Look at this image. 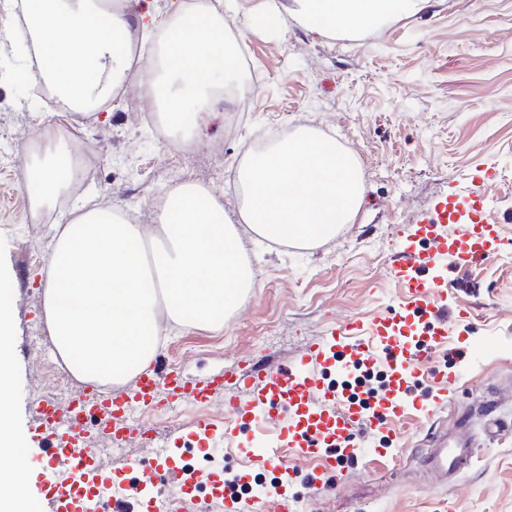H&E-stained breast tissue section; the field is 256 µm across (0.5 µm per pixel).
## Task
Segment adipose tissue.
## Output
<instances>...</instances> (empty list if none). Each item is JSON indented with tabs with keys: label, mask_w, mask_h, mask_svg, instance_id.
<instances>
[{
	"label": "adipose tissue",
	"mask_w": 512,
	"mask_h": 512,
	"mask_svg": "<svg viewBox=\"0 0 512 512\" xmlns=\"http://www.w3.org/2000/svg\"><path fill=\"white\" fill-rule=\"evenodd\" d=\"M429 0H289L287 10L306 29L333 38L359 35L414 14ZM26 20L39 71L59 86L89 92L90 72H108L122 87L134 63L126 38L139 21L129 11L108 13L100 0H27ZM235 67L221 15L185 14L169 59L146 89L175 131L191 128V108L216 98L213 75ZM65 145L25 170L35 201L55 198L70 171ZM239 231L206 189L172 192L157 224L145 226L109 210H80L55 234L48 251L42 307L47 332L67 369L81 380L121 384L147 369L160 350V317L182 327L222 328L224 317L253 287ZM10 314L0 302V453L13 470L0 473V512H36L27 494L25 458L6 397L12 369Z\"/></svg>",
	"instance_id": "obj_1"
}]
</instances>
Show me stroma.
<instances>
[{
  "label": "stroma",
  "instance_id": "1",
  "mask_svg": "<svg viewBox=\"0 0 512 512\" xmlns=\"http://www.w3.org/2000/svg\"><path fill=\"white\" fill-rule=\"evenodd\" d=\"M288 0H237L224 15L225 34H238L259 84L244 82L247 110L239 130L227 134L225 119L236 100L216 105L203 135L172 138L163 145L140 123L122 96L92 117L74 121L70 151L88 160L68 177L80 185L75 204L99 205L156 223L157 194L178 168L185 183L209 190L238 221L240 190L229 183L250 142H272L301 131L334 139L350 150L364 191L352 223L311 248L257 242L240 227L255 274L252 292L229 312L221 330L163 324L156 367L202 380L227 368L275 372L307 365L316 379L312 395L327 408L322 389L351 393L339 365L306 363L309 351L330 331L370 323L400 308L404 291L390 262L418 221L430 218L457 189L477 185L484 213L498 230L496 254L466 269L439 263L436 279L451 283L448 337L434 351L433 367L453 375L454 407L426 416L413 404L427 399L431 382L415 387L399 418L387 428L363 432L373 455L338 458L334 475L317 473L314 460L296 455L288 439V411L275 406L244 418H227L223 393L202 405L161 402L136 409L133 430L120 449L107 447L95 427L88 447L112 461H134L165 481L189 470L196 489L181 512H226V499L212 484L225 470L242 480L240 512L262 499L277 512L288 497L317 512H512V0H430L414 15L388 21L359 36L326 39L298 24ZM280 14L278 26L261 16ZM49 102L30 104L27 94L0 82V298L11 314L15 375L8 394L16 433L27 459L28 492L40 500L46 486L75 480L65 463L46 468L35 441V410L64 403L94 383L65 380L46 368L54 346L47 338L41 293L48 245L55 229L32 224L26 164L42 158L58 123ZM207 417L216 437L198 435ZM500 419L501 433L483 431ZM468 440V466L455 475L429 470L424 458L437 441ZM279 449L287 470L257 460L263 445Z\"/></svg>",
  "mask_w": 512,
  "mask_h": 512
}]
</instances>
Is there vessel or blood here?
<instances>
[{
    "label": "vessel or blood",
    "mask_w": 512,
    "mask_h": 512,
    "mask_svg": "<svg viewBox=\"0 0 512 512\" xmlns=\"http://www.w3.org/2000/svg\"><path fill=\"white\" fill-rule=\"evenodd\" d=\"M480 202L481 193L475 188L452 195L447 211L438 213L434 223L418 227L419 232L425 236L436 225L451 226V233L440 237L434 249L428 251L411 245L401 247L391 262L392 275L405 290L403 310L438 320L439 325L434 330V336L439 341L444 340L447 335L444 318L447 314L449 288L447 284L437 280L422 278L421 273L445 257L468 267L497 251L498 241L494 225L485 223L481 218L460 223L454 217L460 206L472 207ZM363 331L364 338L337 341L340 354L349 360L367 364L373 363L378 354H385L394 384L403 382L414 358L427 359L431 356V350L427 347L420 349L415 356L404 350L395 320L383 319L364 325ZM243 386L252 387L254 405H265L276 399L290 409H306L305 423L298 432L294 449L298 455L307 458L320 456V443L326 439L335 443L343 452L353 453L360 446L356 436L363 427L385 424L388 414L394 410L392 402L384 396L372 400L373 411L369 414L364 413L360 405L343 397L331 413H311L312 379L299 369H285L273 375L258 370L247 374L229 369L201 381L190 380L174 370L166 372L155 369L142 372L137 375L129 391L101 397H93L83 392L68 403L48 401L39 408L38 438L43 462L60 457L71 459L85 477L82 487L58 486L46 490L44 497L51 502L52 512H82V493L109 485L113 478L124 476L128 472L135 473L138 481L142 483L154 482L156 478L155 471L143 470L132 461L116 466L111 474L104 475L97 470L90 454L74 455V447L85 441L83 416H92L107 425L111 421L126 418L137 405L147 407L158 403L162 398L174 403L203 402L213 392L220 390L225 394L226 413L234 418L243 409L236 397L237 390ZM471 457L470 444L456 442L435 449L428 461L435 469L445 473L464 469ZM190 487V482L183 480L168 489L160 490L158 496L163 502L164 512H179L180 503Z\"/></svg>",
    "instance_id": "1"
}]
</instances>
